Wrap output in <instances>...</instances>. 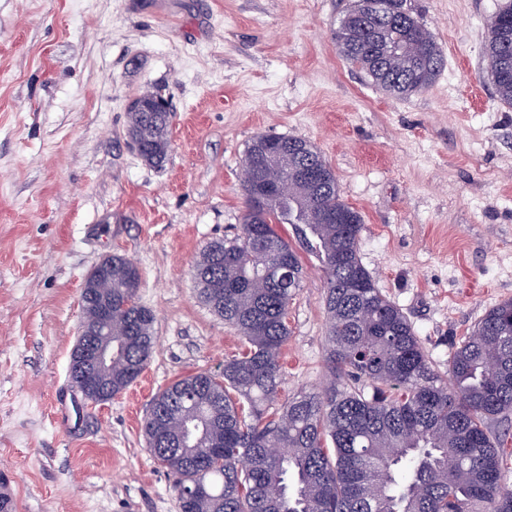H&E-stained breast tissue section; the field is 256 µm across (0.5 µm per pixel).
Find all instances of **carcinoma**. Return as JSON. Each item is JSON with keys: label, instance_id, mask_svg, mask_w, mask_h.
Wrapping results in <instances>:
<instances>
[{"label": "carcinoma", "instance_id": "obj_1", "mask_svg": "<svg viewBox=\"0 0 512 512\" xmlns=\"http://www.w3.org/2000/svg\"><path fill=\"white\" fill-rule=\"evenodd\" d=\"M512 25V0L487 26L484 53L498 99L512 105V73L499 71L497 38ZM340 55L396 99L428 89L447 61L407 0H357L339 22ZM172 112H130L127 133L145 146L141 160L161 166L170 151ZM331 188L316 196L300 183L269 203L267 224L208 243L193 263L201 300L233 326L243 348L220 375L184 376L158 392L143 424L154 459L174 476L182 512H512L508 453L491 423L512 414V299L474 324L435 368L406 315L377 287L359 255L362 215ZM302 161L290 150L262 171L278 184ZM343 209L347 224L325 216ZM289 224L325 278L327 365L318 391L278 402L288 343V307L302 286L297 252L276 230ZM288 255V278L266 274ZM138 267L112 255V286L81 300L87 325L112 308L105 338L112 369L89 398L130 386L157 346L155 317L137 302Z\"/></svg>", "mask_w": 512, "mask_h": 512}]
</instances>
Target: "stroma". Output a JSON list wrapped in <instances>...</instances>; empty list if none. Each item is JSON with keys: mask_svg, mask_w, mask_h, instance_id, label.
I'll use <instances>...</instances> for the list:
<instances>
[{"mask_svg": "<svg viewBox=\"0 0 512 512\" xmlns=\"http://www.w3.org/2000/svg\"><path fill=\"white\" fill-rule=\"evenodd\" d=\"M356 0H0V475L16 512H180L142 435L153 397L220 373L241 338L201 304L194 258L245 213L259 134L313 143L364 220L360 258L429 360L512 299V106L484 56L503 0H409L447 66L397 100L343 59ZM172 101L161 168L128 144L129 101ZM108 254L141 274L158 347L96 404L69 379L85 276ZM288 310L282 397L326 381L323 276Z\"/></svg>", "mask_w": 512, "mask_h": 512, "instance_id": "1", "label": "stroma"}]
</instances>
